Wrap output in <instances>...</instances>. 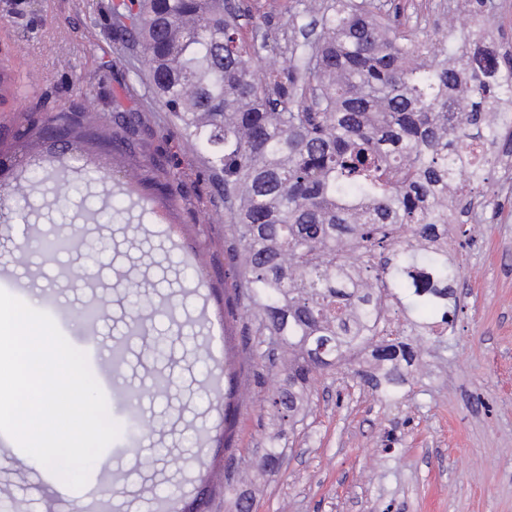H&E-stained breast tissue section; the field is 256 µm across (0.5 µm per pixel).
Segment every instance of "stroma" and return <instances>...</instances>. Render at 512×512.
Here are the masks:
<instances>
[{
  "instance_id": "35a3bbf8",
  "label": "stroma",
  "mask_w": 512,
  "mask_h": 512,
  "mask_svg": "<svg viewBox=\"0 0 512 512\" xmlns=\"http://www.w3.org/2000/svg\"><path fill=\"white\" fill-rule=\"evenodd\" d=\"M112 0H0V70L15 82L0 97V148L9 146L22 112L85 110L112 120L114 102L143 112L148 153L181 172L170 222L157 217L151 191L132 192L129 160L102 155L74 164L83 206L54 203L45 187L28 200L19 178L52 165L42 148L13 154L0 170V289L29 301L37 289L67 285L52 318L76 349L87 346L66 311L89 297L106 309L97 331L109 346L126 339L125 365L114 382L138 392L155 422L139 463L109 445L78 489L84 512H234L224 494V465L248 469L255 512H512V182L501 166L475 188L487 202L479 218L448 229V254L461 276L453 286L448 324L416 354L398 399L383 402L347 372L319 379L310 411L290 434L286 466L258 467L275 421L265 398L275 382L263 360L244 354L242 398L232 448H225L224 331L241 335L239 316L224 323V202L203 175L202 158L174 135L156 104L135 49L115 44ZM465 0H402L406 25L435 32L448 9ZM245 39L268 36L287 47L295 0H240ZM124 200L120 224H97L95 209ZM26 208L27 224L13 216ZM77 229L90 243L112 244L109 265L92 280L70 278L76 261L30 267L15 261L21 244L43 232ZM146 302L175 299L177 320L156 315L150 337L170 338L167 358L153 363L146 340L127 334L126 280ZM170 375L168 397H152L150 376ZM57 477L21 461L15 441L0 433V512H71L55 490Z\"/></svg>"
}]
</instances>
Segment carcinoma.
Here are the masks:
<instances>
[{
  "label": "carcinoma",
  "instance_id": "1",
  "mask_svg": "<svg viewBox=\"0 0 512 512\" xmlns=\"http://www.w3.org/2000/svg\"><path fill=\"white\" fill-rule=\"evenodd\" d=\"M471 35L490 24L493 0H473ZM120 40L138 50L152 95L181 140L217 179L224 200L227 314H248L244 349L262 355L272 339L288 354L266 397L274 418L293 429L309 408L311 386L343 366L392 401L408 381L411 344L391 340L388 303L404 312L448 317L449 212L474 209L470 184L496 163L492 148L512 144V49L481 70L469 40L436 44L401 29L399 8L378 0H315L292 26L315 15L316 36L288 40V59L263 77L260 53L240 37L238 6L227 0H113ZM464 93L470 112L449 111ZM66 151L89 144L117 153L145 148L142 113L115 103L112 128L95 114L58 112ZM21 144H45L40 123L22 112ZM47 145V144H45ZM52 151L55 145H47ZM134 176L172 195L177 177L145 158ZM53 185L57 201L80 192L65 166L36 170L26 183ZM47 253L82 256L80 233L44 238ZM362 266L352 265L354 255ZM101 306L78 309L94 328ZM378 373L359 369L366 352ZM143 433L129 413L127 447ZM286 431L272 432L264 457L283 454ZM235 508L245 506L235 473L225 476Z\"/></svg>",
  "mask_w": 512,
  "mask_h": 512
}]
</instances>
